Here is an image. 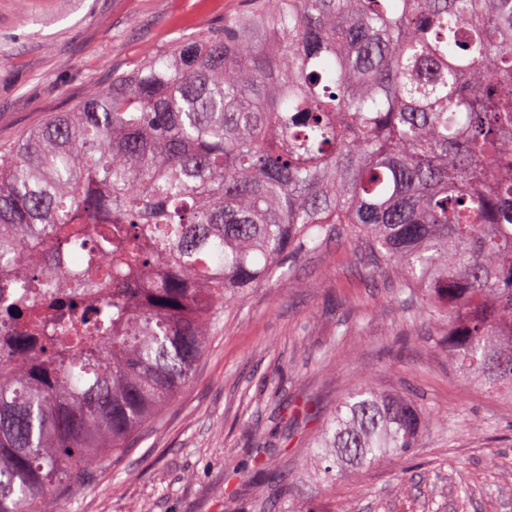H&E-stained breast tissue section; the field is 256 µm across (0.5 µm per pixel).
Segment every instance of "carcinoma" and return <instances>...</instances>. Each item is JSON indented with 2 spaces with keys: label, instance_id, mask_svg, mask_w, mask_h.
Instances as JSON below:
<instances>
[{
  "label": "carcinoma",
  "instance_id": "carcinoma-1",
  "mask_svg": "<svg viewBox=\"0 0 512 512\" xmlns=\"http://www.w3.org/2000/svg\"><path fill=\"white\" fill-rule=\"evenodd\" d=\"M342 233L512 398V0H251L0 147V512H62L234 305ZM433 426L353 391L322 480Z\"/></svg>",
  "mask_w": 512,
  "mask_h": 512
}]
</instances>
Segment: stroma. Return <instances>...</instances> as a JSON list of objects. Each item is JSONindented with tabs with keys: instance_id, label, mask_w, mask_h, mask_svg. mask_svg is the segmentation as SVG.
<instances>
[{
	"instance_id": "stroma-1",
	"label": "stroma",
	"mask_w": 512,
	"mask_h": 512,
	"mask_svg": "<svg viewBox=\"0 0 512 512\" xmlns=\"http://www.w3.org/2000/svg\"><path fill=\"white\" fill-rule=\"evenodd\" d=\"M243 0H0V145L89 85L221 28ZM225 316L177 398L63 512H512V401L460 378L419 295L349 237L286 259ZM443 423L404 461L318 479L310 437L362 385Z\"/></svg>"
}]
</instances>
